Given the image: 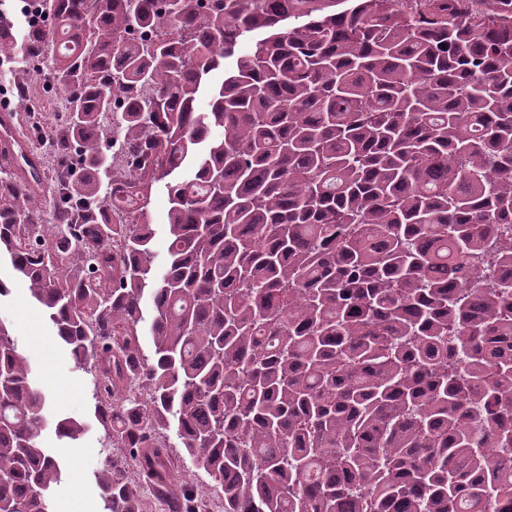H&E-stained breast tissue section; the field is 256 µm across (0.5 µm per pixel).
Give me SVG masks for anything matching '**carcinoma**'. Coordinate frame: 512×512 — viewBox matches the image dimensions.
Returning <instances> with one entry per match:
<instances>
[{
  "label": "carcinoma",
  "mask_w": 512,
  "mask_h": 512,
  "mask_svg": "<svg viewBox=\"0 0 512 512\" xmlns=\"http://www.w3.org/2000/svg\"><path fill=\"white\" fill-rule=\"evenodd\" d=\"M42 2L0 53H50L76 161L52 224L0 168V258L91 375L102 512L128 466L194 512L169 429L224 512H512V0ZM48 407L0 319V512H53ZM167 197L162 189L157 192L154 202V219L157 233L153 241L154 260L156 263L163 261L166 255V234L163 224H166L167 215Z\"/></svg>",
  "instance_id": "obj_1"
}]
</instances>
